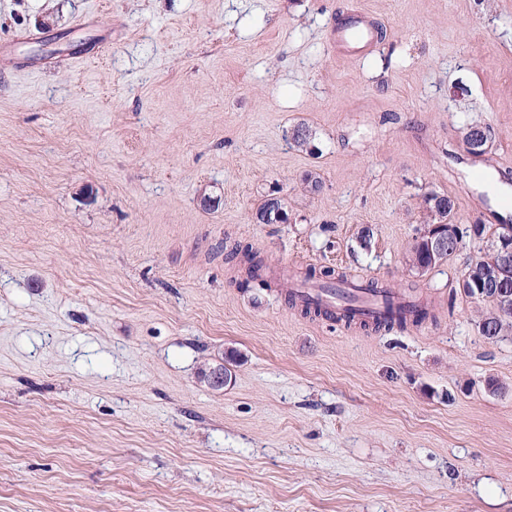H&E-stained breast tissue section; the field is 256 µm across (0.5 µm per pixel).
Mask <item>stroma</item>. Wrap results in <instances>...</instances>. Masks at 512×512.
Here are the masks:
<instances>
[{
  "label": "stroma",
  "instance_id": "35a3bbf8",
  "mask_svg": "<svg viewBox=\"0 0 512 512\" xmlns=\"http://www.w3.org/2000/svg\"><path fill=\"white\" fill-rule=\"evenodd\" d=\"M0 42V512H512V333L468 251L408 263L428 193L500 222L512 0H0ZM282 265L428 316L304 314ZM379 26L368 13L354 10L345 21H336L330 37V47L338 57L364 56L379 38ZM486 300L492 305V309L478 322L479 333L488 339H495L499 336H504L508 332L511 333L512 314L505 316L498 315V301L494 293H489Z\"/></svg>",
  "mask_w": 512,
  "mask_h": 512
}]
</instances>
